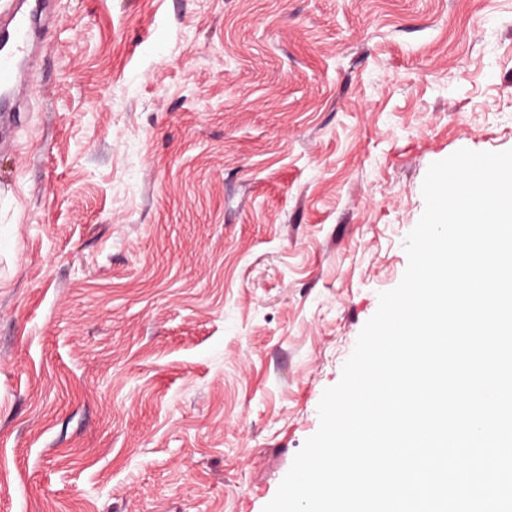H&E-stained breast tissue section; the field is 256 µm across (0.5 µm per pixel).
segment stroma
Returning a JSON list of instances; mask_svg holds the SVG:
<instances>
[{"instance_id":"obj_1","label":"stroma","mask_w":512,"mask_h":512,"mask_svg":"<svg viewBox=\"0 0 512 512\" xmlns=\"http://www.w3.org/2000/svg\"><path fill=\"white\" fill-rule=\"evenodd\" d=\"M0 148V512H263L407 267L512 149V0H46Z\"/></svg>"}]
</instances>
